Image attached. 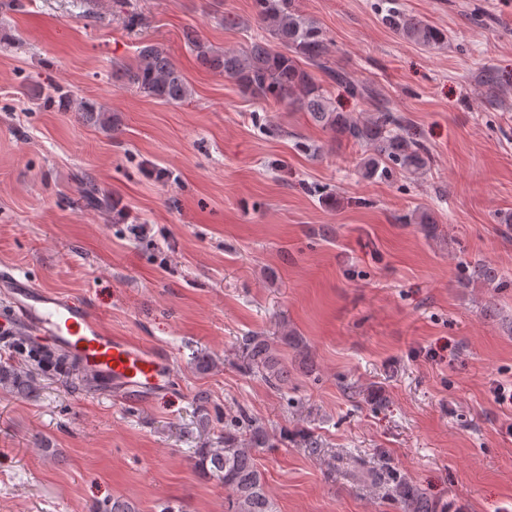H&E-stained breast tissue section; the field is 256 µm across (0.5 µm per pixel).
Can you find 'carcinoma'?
I'll use <instances>...</instances> for the list:
<instances>
[{
    "label": "carcinoma",
    "mask_w": 512,
    "mask_h": 512,
    "mask_svg": "<svg viewBox=\"0 0 512 512\" xmlns=\"http://www.w3.org/2000/svg\"><path fill=\"white\" fill-rule=\"evenodd\" d=\"M254 4L257 23L268 31L274 42L258 38L246 50L220 53L206 45L196 31L187 29L183 32V40L201 64L233 78L242 93L255 100L298 103L315 123L332 130L345 141L367 147L368 153L360 166L361 175L367 179H385L396 168L414 176L429 168V150L406 132L407 124L402 116L380 104L372 86L326 66L329 40L321 27L298 11L295 0H254ZM383 20L404 37L426 48H436L448 42L445 31L412 16L386 14ZM313 68L325 71L332 82L345 86L356 99L372 103V111L364 116L338 111L326 90L315 82L311 73ZM116 73L127 84L168 103L182 102L191 95L190 87L174 63L154 44L141 46L136 65L122 66ZM43 104L81 112L98 125L112 129L104 105L89 99H74L58 85L50 86ZM78 184L83 206L111 207L109 192L90 177L80 176ZM402 221L428 229L436 224L433 213L421 207L402 216ZM460 269L469 283L507 287V282L497 273L479 263H465ZM0 349L12 352V361H0V390L19 397L32 395L49 362L55 365V373L71 375L82 384L91 385L77 356L61 348H48L24 335L20 323L10 335H0ZM240 349L248 371L260 375L270 387L278 391L283 389L288 381V368L279 361L266 337L247 336ZM194 401L199 426L208 429L213 421L221 425L215 446L195 449L194 459L195 467L203 477L229 490L224 512H274V502L253 458V450L275 447L269 431L243 409L229 417L211 419L210 398L205 392L197 393ZM364 475L382 486L386 498L399 505L403 512H434L435 505L426 493L397 470L388 468L365 473L361 465L354 466L353 477Z\"/></svg>",
    "instance_id": "cac0c4a2"
}]
</instances>
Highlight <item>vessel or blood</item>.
Returning a JSON list of instances; mask_svg holds the SVG:
<instances>
[{"label": "vessel or blood", "mask_w": 512, "mask_h": 512, "mask_svg": "<svg viewBox=\"0 0 512 512\" xmlns=\"http://www.w3.org/2000/svg\"><path fill=\"white\" fill-rule=\"evenodd\" d=\"M0 287L29 332L77 355L113 398L145 401L172 389L175 376L161 349L112 333L87 305L13 274L0 278Z\"/></svg>", "instance_id": "obj_1"}]
</instances>
